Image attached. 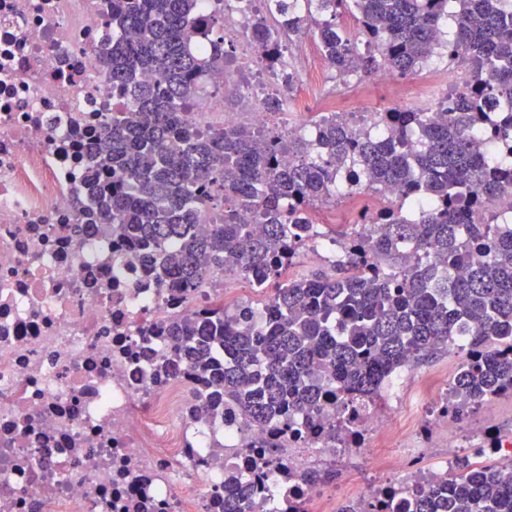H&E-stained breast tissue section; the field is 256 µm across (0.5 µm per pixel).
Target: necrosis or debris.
Instances as JSON below:
<instances>
[{
  "instance_id": "obj_1",
  "label": "necrosis or debris",
  "mask_w": 512,
  "mask_h": 512,
  "mask_svg": "<svg viewBox=\"0 0 512 512\" xmlns=\"http://www.w3.org/2000/svg\"><path fill=\"white\" fill-rule=\"evenodd\" d=\"M241 2L224 0L240 61L208 83L205 108L185 111L192 128L278 123L261 89L224 109L240 72L269 82ZM111 18L112 0H0V512H224L237 487L244 512H335L317 475L362 454L376 469L350 493L362 508L460 457L511 464L512 440L487 434L445 439L434 471L411 470L426 449L398 443L401 421L426 433L451 413L447 387L428 380L411 397L421 416L395 373L378 395H354L348 420L328 401L256 425L234 408L203 420L200 370L160 373L177 353L171 319L197 320L248 278L221 274L189 297L120 235L93 233L83 174L124 102L99 53Z\"/></svg>"
}]
</instances>
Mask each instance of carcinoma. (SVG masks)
I'll return each instance as SVG.
<instances>
[{
	"label": "carcinoma",
	"instance_id": "cac0c4a2",
	"mask_svg": "<svg viewBox=\"0 0 512 512\" xmlns=\"http://www.w3.org/2000/svg\"><path fill=\"white\" fill-rule=\"evenodd\" d=\"M276 25L249 33L266 68L288 86L286 36L308 33L339 77L408 76L437 51L464 60L468 79L437 111L395 107L350 137L353 113L313 123L315 137L277 128L193 130L182 111L224 69V34L203 0H112L103 46L126 102L84 181L106 226L186 294L219 273L256 279L264 323L217 303L196 322L173 321L184 359L211 374L209 407H239L263 424L290 408L317 410L328 393L378 392L391 372L466 336L449 382L462 415L512 395V0H262ZM327 13L319 21L313 12ZM356 16L351 35L334 18ZM210 38L202 57L195 45ZM397 185L342 231L350 252L328 273L290 274L309 241L311 211L343 185ZM205 209L211 224L198 223ZM249 211L261 231L239 222ZM177 242L174 250L164 243ZM419 257L406 260L405 246ZM387 512H512V472L463 457L446 479L421 485Z\"/></svg>",
	"mask_w": 512,
	"mask_h": 512
}]
</instances>
